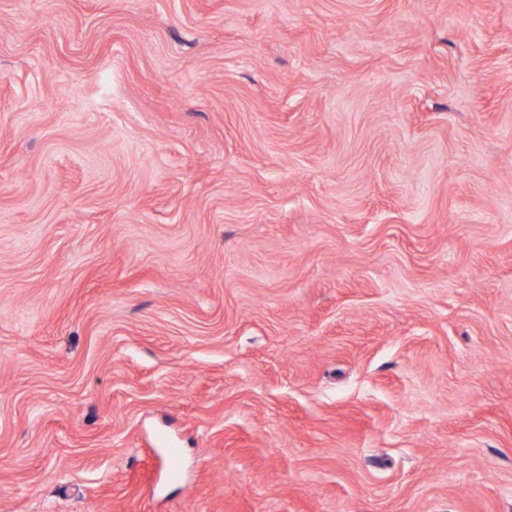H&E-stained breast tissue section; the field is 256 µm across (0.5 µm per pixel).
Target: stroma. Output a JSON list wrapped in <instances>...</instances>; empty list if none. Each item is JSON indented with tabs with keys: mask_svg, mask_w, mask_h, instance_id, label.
<instances>
[{
	"mask_svg": "<svg viewBox=\"0 0 512 512\" xmlns=\"http://www.w3.org/2000/svg\"><path fill=\"white\" fill-rule=\"evenodd\" d=\"M0 512H512V0H0Z\"/></svg>",
	"mask_w": 512,
	"mask_h": 512,
	"instance_id": "obj_1",
	"label": "stroma"
}]
</instances>
